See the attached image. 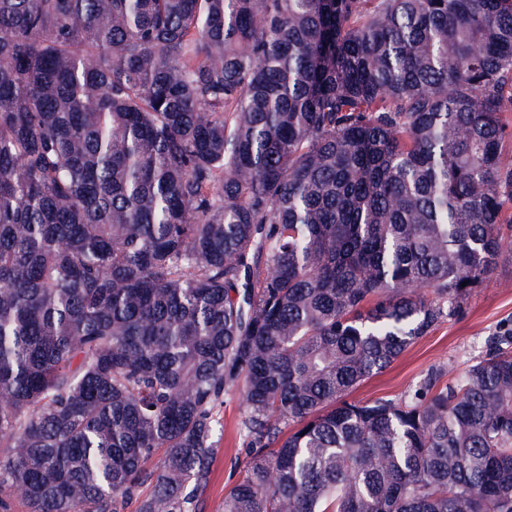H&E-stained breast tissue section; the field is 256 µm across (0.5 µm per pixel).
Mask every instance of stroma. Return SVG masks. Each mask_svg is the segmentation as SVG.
Returning a JSON list of instances; mask_svg holds the SVG:
<instances>
[{
  "label": "stroma",
  "instance_id": "35a3bbf8",
  "mask_svg": "<svg viewBox=\"0 0 512 512\" xmlns=\"http://www.w3.org/2000/svg\"><path fill=\"white\" fill-rule=\"evenodd\" d=\"M507 327L512 328V238L506 241L493 272L458 314L441 320L389 367L361 383L352 396L362 402L400 400L428 378L447 382L483 357L489 336ZM219 415L224 435L199 497V512H224V496L238 479L234 463L244 455L240 434L243 406L237 394L225 396Z\"/></svg>",
  "mask_w": 512,
  "mask_h": 512
}]
</instances>
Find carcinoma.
<instances>
[{
  "label": "carcinoma",
  "mask_w": 512,
  "mask_h": 512,
  "mask_svg": "<svg viewBox=\"0 0 512 512\" xmlns=\"http://www.w3.org/2000/svg\"><path fill=\"white\" fill-rule=\"evenodd\" d=\"M1 34L0 512H198L233 390L224 512H512L511 329L351 399L497 264L512 0H0Z\"/></svg>",
  "instance_id": "1"
}]
</instances>
